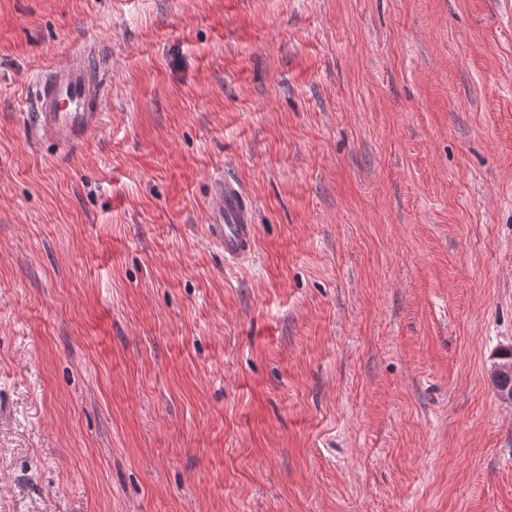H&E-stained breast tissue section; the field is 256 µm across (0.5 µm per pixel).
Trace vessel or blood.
Returning a JSON list of instances; mask_svg holds the SVG:
<instances>
[{"mask_svg":"<svg viewBox=\"0 0 512 512\" xmlns=\"http://www.w3.org/2000/svg\"><path fill=\"white\" fill-rule=\"evenodd\" d=\"M89 66V54L79 53L44 71L34 103L36 130L41 138L66 149L74 148L98 126L101 114L96 101L100 88L92 80ZM212 197L209 239L223 249L225 260L236 264L250 260L255 252L257 226L239 185L216 178Z\"/></svg>","mask_w":512,"mask_h":512,"instance_id":"b4317fda","label":"vessel or blood"}]
</instances>
